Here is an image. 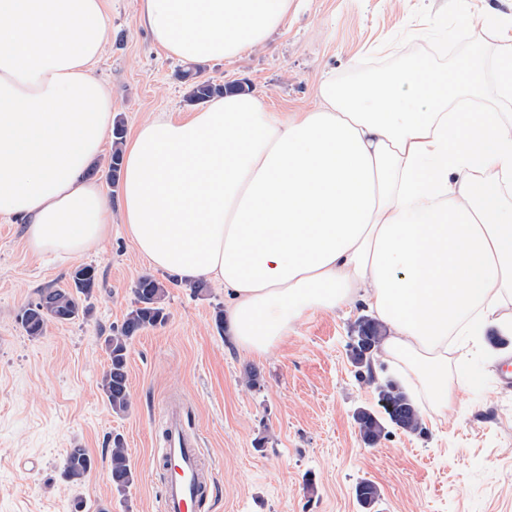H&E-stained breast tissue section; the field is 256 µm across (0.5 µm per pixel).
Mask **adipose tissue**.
Instances as JSON below:
<instances>
[{
  "mask_svg": "<svg viewBox=\"0 0 512 512\" xmlns=\"http://www.w3.org/2000/svg\"><path fill=\"white\" fill-rule=\"evenodd\" d=\"M107 0H0V219L61 259L104 242L113 210L85 171L114 125L93 74ZM295 0H141L162 50L192 62L262 47ZM482 64L424 56L374 80H321L317 104L277 112L228 94L156 116L124 143L121 221L137 252L231 297L245 352L303 318L360 301L409 389L448 408L450 349L512 337V118L464 111Z\"/></svg>",
  "mask_w": 512,
  "mask_h": 512,
  "instance_id": "1",
  "label": "adipose tissue"
}]
</instances>
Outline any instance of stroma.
I'll return each mask as SVG.
<instances>
[{"instance_id": "obj_1", "label": "stroma", "mask_w": 512, "mask_h": 512, "mask_svg": "<svg viewBox=\"0 0 512 512\" xmlns=\"http://www.w3.org/2000/svg\"><path fill=\"white\" fill-rule=\"evenodd\" d=\"M140 0H109L107 51L94 73L112 91L125 131L147 117L194 111L182 80L189 61L168 56L138 19ZM512 30V0H297L265 46L231 61L194 65L216 84L241 82L281 112L312 107L321 79L339 84L403 67L416 56L449 66L479 54L486 74L472 110L512 113L497 95L498 34ZM81 265L98 286L88 317L25 333L19 315L41 289L64 288ZM166 287L169 318L129 349L130 406L113 413L99 383L108 367L104 338L134 304L139 277ZM223 288L181 283L151 270L113 218L98 251L71 259L31 253L22 225L0 220V512H158L164 472L159 450L164 403L182 408L202 443L212 482L204 512H362L354 488L379 489L374 512H512V389L496 386L512 344L484 336L467 357L448 355L456 401H414L422 432L387 427L366 444L354 420L377 407L375 386L354 375L349 345L364 304L316 313L264 357L242 352L216 316ZM257 386H246L247 370ZM121 435L135 473L125 492L109 476ZM90 451L96 468L79 485L63 476L69 448Z\"/></svg>"}]
</instances>
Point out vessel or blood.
Instances as JSON below:
<instances>
[{"label":"vessel or blood","instance_id":"vessel-or-blood-1","mask_svg":"<svg viewBox=\"0 0 512 512\" xmlns=\"http://www.w3.org/2000/svg\"><path fill=\"white\" fill-rule=\"evenodd\" d=\"M162 456L166 472L160 512H199L198 486L204 471L202 448L198 437L187 432L180 413L167 414Z\"/></svg>","mask_w":512,"mask_h":512}]
</instances>
